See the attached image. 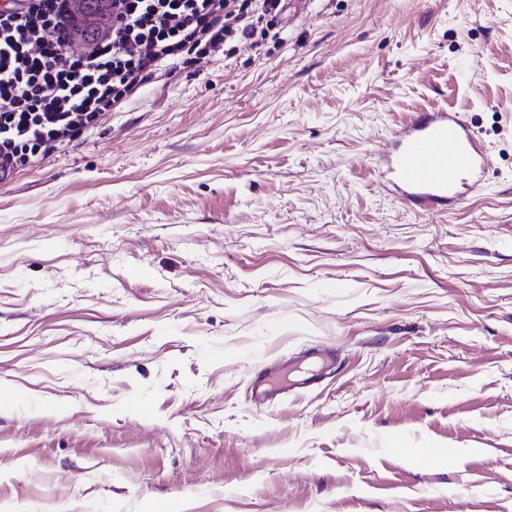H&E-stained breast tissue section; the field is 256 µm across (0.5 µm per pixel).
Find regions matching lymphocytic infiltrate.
<instances>
[{"instance_id": "obj_1", "label": "lymphocytic infiltrate", "mask_w": 512, "mask_h": 512, "mask_svg": "<svg viewBox=\"0 0 512 512\" xmlns=\"http://www.w3.org/2000/svg\"><path fill=\"white\" fill-rule=\"evenodd\" d=\"M287 0H110L109 31L89 45L73 0L0 7V162L37 163L101 126L178 66L258 47L262 19Z\"/></svg>"}]
</instances>
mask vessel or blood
I'll return each mask as SVG.
<instances>
[{"mask_svg": "<svg viewBox=\"0 0 512 512\" xmlns=\"http://www.w3.org/2000/svg\"><path fill=\"white\" fill-rule=\"evenodd\" d=\"M485 155L449 110L418 115L388 161L390 182L406 202L431 208L460 201L480 184Z\"/></svg>", "mask_w": 512, "mask_h": 512, "instance_id": "obj_1", "label": "vessel or blood"}]
</instances>
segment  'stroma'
<instances>
[{"mask_svg":"<svg viewBox=\"0 0 512 512\" xmlns=\"http://www.w3.org/2000/svg\"><path fill=\"white\" fill-rule=\"evenodd\" d=\"M274 24L0 186V512H512V0ZM442 108L483 183L422 211ZM453 110L418 115L412 134L398 142L388 161L390 182L401 198L420 208L460 201L459 183L480 185L485 155Z\"/></svg>","mask_w":512,"mask_h":512,"instance_id":"1","label":"stroma"}]
</instances>
